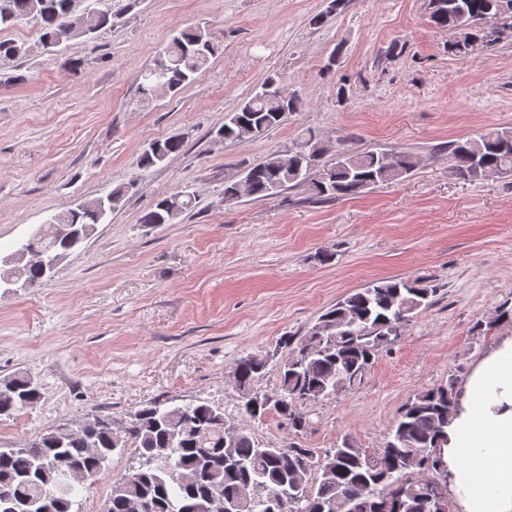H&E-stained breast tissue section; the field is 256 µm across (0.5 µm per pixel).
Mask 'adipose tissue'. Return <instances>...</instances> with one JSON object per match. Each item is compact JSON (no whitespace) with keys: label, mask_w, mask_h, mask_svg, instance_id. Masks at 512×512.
<instances>
[{"label":"adipose tissue","mask_w":512,"mask_h":512,"mask_svg":"<svg viewBox=\"0 0 512 512\" xmlns=\"http://www.w3.org/2000/svg\"><path fill=\"white\" fill-rule=\"evenodd\" d=\"M443 458L461 512H512V333L459 389Z\"/></svg>","instance_id":"adipose-tissue-1"}]
</instances>
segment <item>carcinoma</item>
<instances>
[{"label":"carcinoma","mask_w":512,"mask_h":512,"mask_svg":"<svg viewBox=\"0 0 512 512\" xmlns=\"http://www.w3.org/2000/svg\"><path fill=\"white\" fill-rule=\"evenodd\" d=\"M127 8L124 0H108L107 9L93 10L85 24L70 11L69 0H0V32L35 19L43 46L55 48L94 38ZM428 8L436 27L472 38V50L480 52L490 49V23L500 15L512 20V0H428ZM216 49L207 24L171 36L162 48L165 72L158 76L153 67L140 75L142 100L164 97L191 82ZM23 55L17 42L0 40V62ZM300 105L295 92L284 100L261 90L225 118L218 134L226 140L258 138ZM153 145L155 150L142 152L140 168L180 152L183 140L170 137ZM326 153L311 134L297 150L251 165L247 196L260 199L307 186L319 201L353 198L399 180L417 166L407 152L351 150L328 161ZM448 157L451 173L465 180H479L477 165L497 177L512 176V130L487 129L453 141ZM124 194L125 187L118 186L104 198L63 213L61 221L88 228L100 224ZM192 206L193 199L177 191L158 200L141 223L167 224ZM11 275L29 287L44 279L41 269L26 264ZM436 292L389 278L338 300L306 335L284 337L287 354L278 363L279 398L248 415L272 413L288 432L300 434L308 427L303 406L330 398L340 387H359L379 351L402 336V316L414 318L431 306ZM266 366L267 359L258 355L238 359V392H255ZM40 397L39 384L29 376L1 379L0 417L31 407ZM455 411L453 384L424 390L404 405L383 447L369 452L346 439L319 453L295 441L263 450L240 429L226 442L227 423L219 405L152 402L129 415L121 434L113 432L111 417L97 415L51 426L23 448H0V490H7L0 494V512H76L77 489L126 448L134 451L135 464L129 467L134 476L113 482L102 512H130L136 498L147 504L146 512H424L430 495H448L439 449L448 443ZM71 465L80 466L76 481L66 474Z\"/></svg>","instance_id":"carcinoma-1"}]
</instances>
